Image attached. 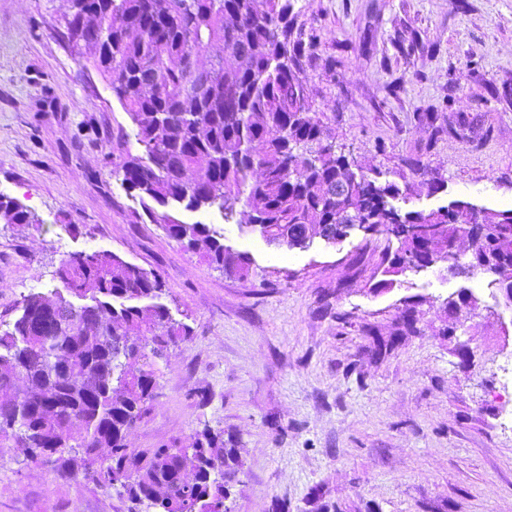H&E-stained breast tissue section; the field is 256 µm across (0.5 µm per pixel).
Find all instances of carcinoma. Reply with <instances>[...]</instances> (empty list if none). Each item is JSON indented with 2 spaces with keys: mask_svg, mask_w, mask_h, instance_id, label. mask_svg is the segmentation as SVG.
<instances>
[{
  "mask_svg": "<svg viewBox=\"0 0 512 512\" xmlns=\"http://www.w3.org/2000/svg\"><path fill=\"white\" fill-rule=\"evenodd\" d=\"M87 2L94 14L74 47L90 50L138 145L112 172L184 250L202 248L210 264L248 276V255L210 225L176 217L216 208L230 221L240 205L269 244L303 247L381 224L398 243L390 273L407 255L425 256L454 277L512 289V209L452 201L404 212L393 201L411 185L365 173L329 141L298 77L320 35L291 38L290 0H111L110 12ZM0 221L40 224L7 196ZM468 225L483 233L462 262L455 243ZM55 277L65 292L28 295L0 329V448L20 446L30 461L112 487L145 512H234L243 463L223 426H205L186 448L127 443L155 397L157 361L192 338L161 302L160 275L94 250L67 255Z\"/></svg>",
  "mask_w": 512,
  "mask_h": 512,
  "instance_id": "cac0c4a2",
  "label": "carcinoma"
}]
</instances>
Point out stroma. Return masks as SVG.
<instances>
[{
	"label": "stroma",
	"instance_id": "stroma-1",
	"mask_svg": "<svg viewBox=\"0 0 512 512\" xmlns=\"http://www.w3.org/2000/svg\"><path fill=\"white\" fill-rule=\"evenodd\" d=\"M291 5L297 27L320 35L299 73L312 112L363 170L411 184L403 209L512 200V0ZM68 10V0H0V195L40 220L0 222V320L17 318L24 296L59 288L67 254L112 251L156 269L164 303L194 330L158 362L130 447H182L222 425L244 463L235 512H512V305L502 292L437 266L382 290L397 247L384 236L291 248L215 209L178 217L248 254L250 275L184 251L141 219L112 172L108 154L136 147L133 126L68 49ZM452 115L477 137L433 136ZM416 155L443 190L428 194L406 168ZM464 291L477 308L446 309ZM377 337L391 341L387 352H375ZM5 455L0 512H130L115 490L60 477L21 448Z\"/></svg>",
	"mask_w": 512,
	"mask_h": 512
}]
</instances>
